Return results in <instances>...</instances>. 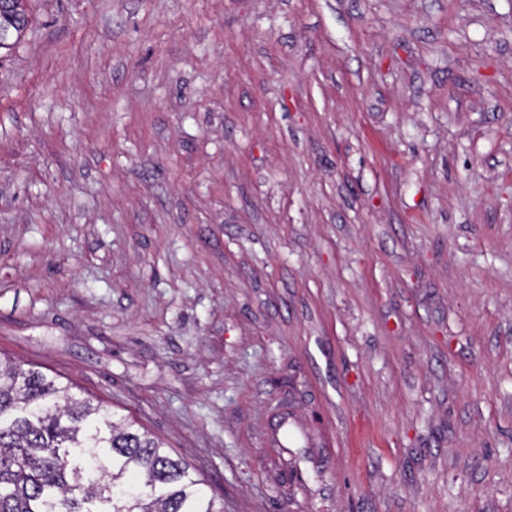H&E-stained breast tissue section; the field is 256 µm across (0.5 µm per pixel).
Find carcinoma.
<instances>
[{"label": "carcinoma", "instance_id": "cac0c4a2", "mask_svg": "<svg viewBox=\"0 0 512 512\" xmlns=\"http://www.w3.org/2000/svg\"><path fill=\"white\" fill-rule=\"evenodd\" d=\"M26 0H0L19 40ZM0 360V512H218L203 480L131 419Z\"/></svg>", "mask_w": 512, "mask_h": 512}]
</instances>
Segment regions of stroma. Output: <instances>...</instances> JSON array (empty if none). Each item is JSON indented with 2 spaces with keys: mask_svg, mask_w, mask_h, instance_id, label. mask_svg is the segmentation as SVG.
<instances>
[{
  "mask_svg": "<svg viewBox=\"0 0 512 512\" xmlns=\"http://www.w3.org/2000/svg\"><path fill=\"white\" fill-rule=\"evenodd\" d=\"M0 355L222 512H512V0H27Z\"/></svg>",
  "mask_w": 512,
  "mask_h": 512,
  "instance_id": "35a3bbf8",
  "label": "stroma"
}]
</instances>
